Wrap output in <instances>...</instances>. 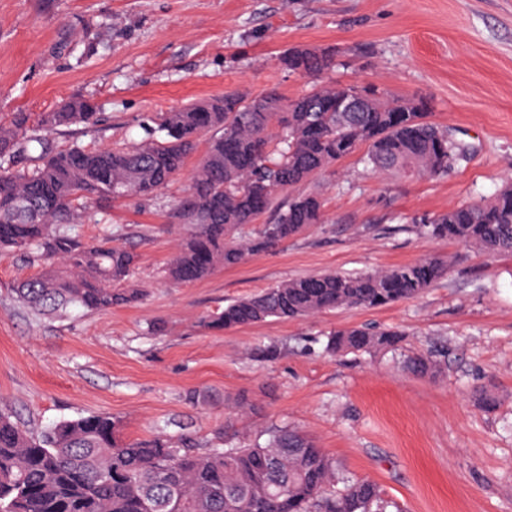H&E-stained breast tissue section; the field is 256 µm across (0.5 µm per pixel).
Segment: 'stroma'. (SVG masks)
I'll list each match as a JSON object with an SVG mask.
<instances>
[{"mask_svg":"<svg viewBox=\"0 0 512 512\" xmlns=\"http://www.w3.org/2000/svg\"><path fill=\"white\" fill-rule=\"evenodd\" d=\"M336 47L339 81L424 97L464 157L442 177L364 170L357 157L301 186L324 221L269 253L185 285L160 272L187 232L169 214L204 154L196 149L156 201L91 205L83 238L118 237L146 295L107 313L36 318L10 284L36 273L0 253V412L37 433L94 413L124 438L166 430L202 444L249 442L275 427L313 436L341 475L366 478L400 512H512V257L417 234L449 208L512 181V0H0V119L93 100L92 129L58 146L130 144L145 112L235 89L293 97L310 79L277 58ZM448 260L421 295L215 332L201 317L289 279ZM395 328L387 354L326 352L337 328ZM442 354L417 376L406 356ZM250 403L234 410L238 397Z\"/></svg>","mask_w":512,"mask_h":512,"instance_id":"stroma-1","label":"stroma"}]
</instances>
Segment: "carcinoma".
<instances>
[{"instance_id": "cac0c4a2", "label": "carcinoma", "mask_w": 512, "mask_h": 512, "mask_svg": "<svg viewBox=\"0 0 512 512\" xmlns=\"http://www.w3.org/2000/svg\"><path fill=\"white\" fill-rule=\"evenodd\" d=\"M337 56L334 47L294 46L278 61L317 79L336 70ZM357 91L358 111H336ZM30 119L14 112L8 124L0 123V250L39 266L13 284L35 315L70 308L106 313L141 299V289L124 287L136 255L110 238L83 241L78 225L90 202L158 198L203 135L206 152L171 209V217L190 226L162 270L175 284L239 266L322 223L321 197L289 191L362 145L360 162L376 174L444 175L462 156L423 99L333 80L292 98L274 89L231 90L175 111L148 112L141 139L131 145H54L57 131L98 123L95 105L85 98L43 113L36 128ZM33 144L39 164L16 168V158ZM416 232L512 257V185L489 201L434 216ZM447 268L446 259L426 256L390 269L301 277L239 299L202 323L221 331L269 318L390 306L417 296ZM402 336L394 328L338 329L326 350L392 351ZM407 367L427 375L437 361L420 354ZM336 471L335 459L313 438L286 427L268 430L262 442L204 450L192 437L165 432L127 440L106 413L63 420L37 434L0 413V512H391L376 484L340 479Z\"/></svg>"}]
</instances>
